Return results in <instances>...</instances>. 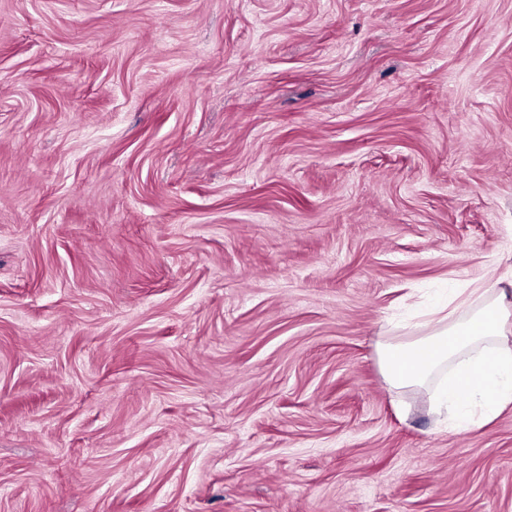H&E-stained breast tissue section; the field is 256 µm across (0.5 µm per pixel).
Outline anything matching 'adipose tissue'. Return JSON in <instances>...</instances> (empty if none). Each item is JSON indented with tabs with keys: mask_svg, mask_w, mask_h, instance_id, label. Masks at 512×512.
I'll return each mask as SVG.
<instances>
[{
	"mask_svg": "<svg viewBox=\"0 0 512 512\" xmlns=\"http://www.w3.org/2000/svg\"><path fill=\"white\" fill-rule=\"evenodd\" d=\"M505 292L489 297L477 285L449 291L427 312L433 331L378 349L386 381L418 387L444 370L436 392L440 409L464 426H475L512 408V305Z\"/></svg>",
	"mask_w": 512,
	"mask_h": 512,
	"instance_id": "ef3b65f1",
	"label": "adipose tissue"
}]
</instances>
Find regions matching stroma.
<instances>
[{"instance_id": "stroma-1", "label": "stroma", "mask_w": 512, "mask_h": 512, "mask_svg": "<svg viewBox=\"0 0 512 512\" xmlns=\"http://www.w3.org/2000/svg\"><path fill=\"white\" fill-rule=\"evenodd\" d=\"M511 277L512 0H0V512H512L377 360Z\"/></svg>"}]
</instances>
